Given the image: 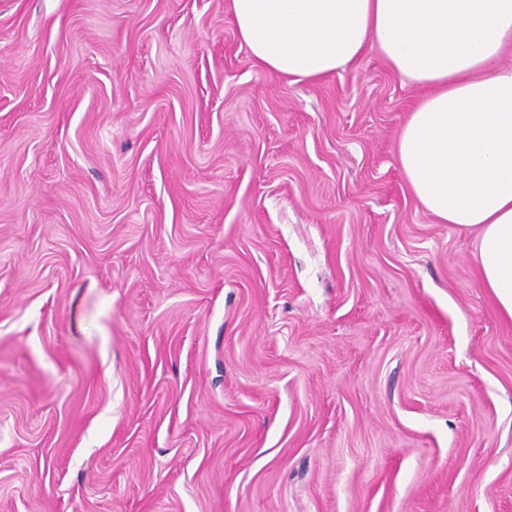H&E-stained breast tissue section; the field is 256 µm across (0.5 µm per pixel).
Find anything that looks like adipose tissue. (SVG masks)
I'll use <instances>...</instances> for the list:
<instances>
[{"label": "adipose tissue", "mask_w": 512, "mask_h": 512, "mask_svg": "<svg viewBox=\"0 0 512 512\" xmlns=\"http://www.w3.org/2000/svg\"><path fill=\"white\" fill-rule=\"evenodd\" d=\"M254 66L314 81L377 49L424 95L397 158L439 222L477 232L479 281L512 320V0H230Z\"/></svg>", "instance_id": "1"}]
</instances>
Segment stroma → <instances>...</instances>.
<instances>
[{
    "mask_svg": "<svg viewBox=\"0 0 512 512\" xmlns=\"http://www.w3.org/2000/svg\"><path fill=\"white\" fill-rule=\"evenodd\" d=\"M377 50L227 0H0V512H512V321Z\"/></svg>",
    "mask_w": 512,
    "mask_h": 512,
    "instance_id": "35a3bbf8",
    "label": "stroma"
}]
</instances>
